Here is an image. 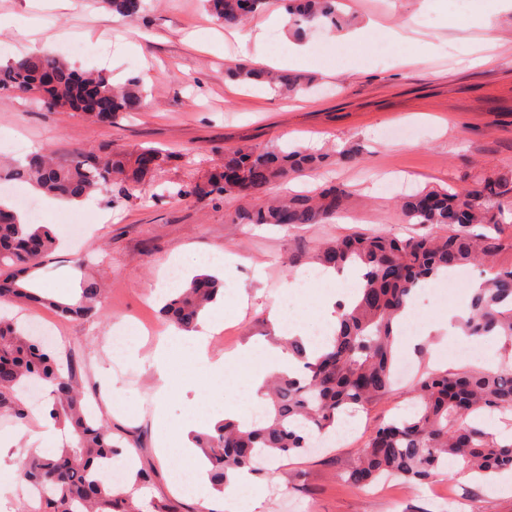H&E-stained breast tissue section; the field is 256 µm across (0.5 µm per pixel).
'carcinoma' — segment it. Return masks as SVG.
<instances>
[{
	"instance_id": "obj_1",
	"label": "carcinoma",
	"mask_w": 512,
	"mask_h": 512,
	"mask_svg": "<svg viewBox=\"0 0 512 512\" xmlns=\"http://www.w3.org/2000/svg\"><path fill=\"white\" fill-rule=\"evenodd\" d=\"M210 13L228 28L246 23L269 0H204ZM101 5L136 21L145 0H100ZM298 27L328 24L339 30L345 17L336 0H279ZM234 80L267 83L288 93L307 88L311 80L239 63L227 69ZM0 91L40 97L50 108L79 112L91 122L112 125L143 105L144 82L134 76L116 85L110 75L80 73L50 55L22 56L0 66ZM108 98L109 112L91 111L93 101ZM363 150L353 143L336 152V163L351 165ZM170 152L144 147L96 153L75 146L63 155L44 152L5 172L47 195L84 200L108 184L119 190L140 187L166 166ZM330 160L326 153L301 149L263 151L237 149L224 155V165L197 180L180 184L183 197H228L250 201L271 187L314 171ZM352 191L332 185L309 193L268 200L230 217L232 224H277L296 227L324 224L348 210ZM406 223L423 229L399 240L385 232L354 231L325 241L314 261L325 269L348 265L362 269L363 284L351 301L339 304L338 325L315 360L303 343L288 341V350L303 362L302 374H279L265 383L266 409L247 426L226 419L195 437L211 466L213 487L224 492L230 476L247 467L261 470L258 457L289 456L311 447L314 435L336 430V421L390 389L394 360L392 328L406 308L411 291L448 268L486 266L491 277L473 291L462 327L468 336H497L512 347V266L493 265L512 237L505 238L506 215H512V174L485 175L458 188L427 187L399 204ZM57 247L52 230L21 224L15 211L0 205V299L45 306L63 318L90 319L103 310L104 288L85 276L71 302L43 293L31 273ZM210 274L193 276L168 296L163 316L182 330L196 327L200 313L223 290ZM39 383L50 388L47 416L64 432L62 446L51 456L26 451L23 477L40 507L33 512H180L172 498L147 503L125 485L105 477L107 465L120 450L111 432L86 414L84 392L76 374L55 352L32 337L16 321L0 317V412L24 421L28 409L21 392ZM411 412L380 425L366 440L346 482L372 486L385 475L419 487L452 465L463 474L482 477L512 470V437L499 440L480 426L479 413L512 411V355L498 369L464 367L420 378L412 389Z\"/></svg>"
}]
</instances>
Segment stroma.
Instances as JSON below:
<instances>
[{
  "mask_svg": "<svg viewBox=\"0 0 512 512\" xmlns=\"http://www.w3.org/2000/svg\"><path fill=\"white\" fill-rule=\"evenodd\" d=\"M144 20L131 22L102 7L99 0H60L44 8L42 0H0V15L17 20L0 34V64L29 54L32 46L83 70H101L122 83L140 75L148 96L140 112L101 126L74 112L47 108L28 95L0 92V162L18 161L38 151L59 154L81 146L127 150L155 146L173 159L153 181L123 194L108 187L79 207L43 210L39 221L62 241L36 271V280L56 296L71 297L82 274L102 278L103 316L92 321L59 318L46 308L20 306L23 326L55 324L62 334L55 349L71 364L86 392L96 393V416L103 419L131 459L126 464L153 473L142 488L145 499L173 497L184 512H200V503L177 486L178 474L191 470V458H161L153 423L156 378L148 363L120 361L112 343L125 329L135 331L141 354L162 339L168 325L156 293L170 266L198 274L203 258L233 255V272L224 278V294L245 296L241 313L224 317L225 339H211L213 357L236 353L251 343L271 340L270 316L299 317L305 327L318 324V305L330 286L314 282L298 291L297 280L315 264L288 267L289 257L309 253L325 238L360 227L400 237L412 228L397 207L402 191L467 185L481 174L512 172V10L493 18L492 29L451 20L450 0H343L340 9L351 26L342 31L312 27L303 35L272 23L270 11L250 19L255 33L251 57L285 56L289 46L309 49L300 72L314 81L310 90L289 95L269 87L244 85L225 74L227 59L241 60L236 29L217 22L202 0H150ZM380 24L401 30L400 41L377 45L354 42L356 30ZM79 40L87 54L70 55L66 45ZM419 49L417 62L401 57ZM413 129L411 138L388 140L386 128ZM348 143L365 154L352 168L332 166L294 179V190L330 183L356 187L352 214L325 224L295 228L273 224H230L226 218L242 206L182 198L168 187L199 178L224 163V152L242 147L306 149L330 152ZM87 254L86 272L72 266L76 253ZM480 268L467 266L460 277L425 286L414 316L427 327L448 307L467 305L470 279ZM504 352L501 339L435 334L414 353L409 378L360 409L357 430L340 444L303 455L263 462L255 476L261 496L253 512H390L388 500H402V512H441L428 489L398 483L392 493L376 487L357 489L343 479L367 437L383 422L410 409L409 394L421 375L465 366H491ZM179 377L166 397V414L178 422L188 406L223 415L242 390L236 370L223 380L197 386L192 358L178 366ZM50 423L42 406L31 407L26 423L0 414V432L18 434L19 447L40 448ZM434 485L457 501L454 512H512V476L489 480L439 475Z\"/></svg>",
  "mask_w": 512,
  "mask_h": 512,
  "instance_id": "stroma-1",
  "label": "stroma"
}]
</instances>
